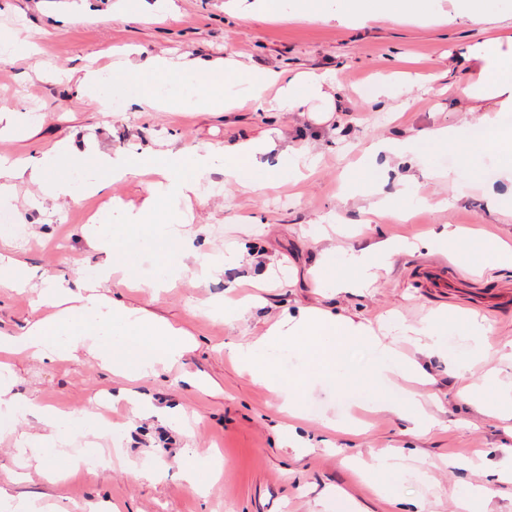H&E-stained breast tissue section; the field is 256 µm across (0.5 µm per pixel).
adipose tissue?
<instances>
[{
	"mask_svg": "<svg viewBox=\"0 0 512 512\" xmlns=\"http://www.w3.org/2000/svg\"><path fill=\"white\" fill-rule=\"evenodd\" d=\"M424 8L423 0H377L371 6L365 0H352L348 14L339 15L338 20L343 23L350 17L360 21L380 17L398 22L406 16H419ZM456 63L470 72L469 82L460 86L457 94L467 103L466 113L476 115L488 133L478 142L477 150L493 156L505 175L512 177V127L500 125L497 118L498 113L512 112V29L490 33L466 46ZM125 86L127 105L138 111L215 113L227 112L247 101L264 110L297 112L314 102L330 104L334 88L333 77L328 73L291 75L272 68L253 69L232 57L200 60L161 54L129 65ZM275 149L280 152L279 167H263L259 156ZM302 158V151L294 145L280 149L274 140L263 135L192 153L172 148L159 154L148 149L133 160L101 153L94 162L95 176L77 186L62 167L76 165L78 155L69 145L61 144L43 153L36 163L1 164L0 202L11 203L13 183L24 177L51 200L75 201L102 192L113 182L149 173L155 175V182L143 205L128 213L124 222L131 227L154 226L157 240L174 243L181 250L187 243L181 206L198 197L201 184L215 169H223L226 180L253 190L276 183L285 173L299 176ZM404 248V243L379 239L351 251L345 263L353 276L340 280L331 278L332 257L322 253L316 263L321 273L319 285L335 291L371 287L378 269ZM235 260L232 254L221 259L200 257L191 266L177 260L164 267L154 285L163 288L184 276L195 280L210 278ZM111 274L112 267L107 264L84 275L82 284L73 288L61 280L51 281L41 289L39 302L59 307V314L34 321L21 334H0V353H24L35 359L56 361L69 359L73 351L83 348L103 368L138 378L156 375L159 365L181 358L189 347L181 330L140 315L102 294ZM355 341L367 347L371 372L376 378L388 379L418 368L417 363L405 361L363 320L317 307L283 316L259 340L239 344L233 357L255 380L280 392L281 411L296 418L302 414L297 395L305 387L307 376L301 372L289 384H281L273 349L295 347L307 369L324 378H336L345 372L344 348ZM12 375L10 365L1 361L0 431L10 430L21 412L41 418L46 433L22 441L23 453L35 461L37 470L46 471L51 478L64 476L77 469L82 459L99 457L101 450L92 442L76 456L66 452L65 447L75 434L77 423L96 431L107 427L103 416L89 410L65 413L20 397L14 390Z\"/></svg>",
	"mask_w": 512,
	"mask_h": 512,
	"instance_id": "ef3b65f1",
	"label": "adipose tissue"
}]
</instances>
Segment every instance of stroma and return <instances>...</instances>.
Here are the masks:
<instances>
[{
  "instance_id": "1",
  "label": "stroma",
  "mask_w": 512,
  "mask_h": 512,
  "mask_svg": "<svg viewBox=\"0 0 512 512\" xmlns=\"http://www.w3.org/2000/svg\"><path fill=\"white\" fill-rule=\"evenodd\" d=\"M115 0H0V30H37L31 58L0 62V108L27 111L22 128L0 125V161H36L51 147L69 143L127 157L143 149L171 147L197 150L212 143L262 133L304 148L317 163L307 177L272 188L245 190L214 172L207 204L187 205L186 231L194 246L183 255L223 258L240 254L238 266L208 281L190 278L168 287H146L159 273V256L148 239H119L115 249L124 266L112 276L107 295L185 330L191 348L157 377L132 382L102 369L84 353L64 362L13 360L15 390L26 398L62 411L101 403L103 416L118 431L98 438L105 450L122 449L137 464L159 466L161 480L133 481L123 467L86 463L60 480L29 472L17 437L43 434L45 426L29 414L17 415L13 432L0 437V486L26 500L53 504L63 512H82L87 503L111 502L118 512H395L385 491L393 489L407 512H457L455 500L472 488L485 495L482 512H512V483L497 473L512 464V423L494 420L462 395L472 377L491 374L512 383V366L491 354L472 363L468 373L453 364L468 359L471 341L462 336L455 316H470L462 301L447 302L418 280L429 262L447 261L449 274L479 284L489 281L512 290V268L471 264L462 267L433 237L443 225L482 228L512 238V215L491 212L488 193L512 198V180L490 156L463 166L473 138L464 134L457 147L426 146L423 133L442 125L462 124L450 89L468 75L453 61L465 46L486 37L491 28L512 27V0H500L491 25L430 20L392 22L383 18L362 24L324 20L340 9L339 0H288L293 21L270 23L224 9L225 0H136L125 15L112 12ZM178 14L169 17L168 4ZM155 54L239 57L252 68L292 74L328 71L337 91L330 113H281L245 107L229 114L212 112L102 111L76 93L74 73L87 59L107 66L125 51ZM399 57L420 59L433 67L431 84L393 86L376 98V75ZM396 137L409 142L419 162L393 160L386 194L410 196L420 204L378 220L369 214L367 192L378 177L367 169L362 150L371 141ZM148 193L147 178H130L101 194L78 201L41 199L35 186L19 181L5 209L0 230L22 225L27 245L0 247V267L10 259L24 262L30 277L26 290L0 291V332L15 335L41 315L36 292L46 278L68 282L104 261L87 237L99 216L120 223L114 199L123 210L138 208ZM379 238L414 243V250L393 257L380 269L371 288L333 296L313 282L311 270L321 252L343 259ZM144 285H126L127 272ZM237 280L240 297L257 298L232 320L214 315L224 301V283ZM320 307L333 313L375 320L384 314L411 325L431 323L441 332L439 355L424 360L427 383L402 378L377 381L367 370L363 347L344 354V380L311 378L301 393L307 415L295 431L279 411L280 396L241 371L231 348L260 337L284 312ZM122 391L149 397L151 407L132 416L126 402H112ZM370 393L379 400H419L438 425L413 433L408 422L389 410L369 412L353 405L350 395ZM361 419L358 433L325 431L326 419ZM403 450L411 470L395 478L377 469L384 449ZM221 456L223 470L205 492L182 477L185 465L208 469Z\"/></svg>"
}]
</instances>
